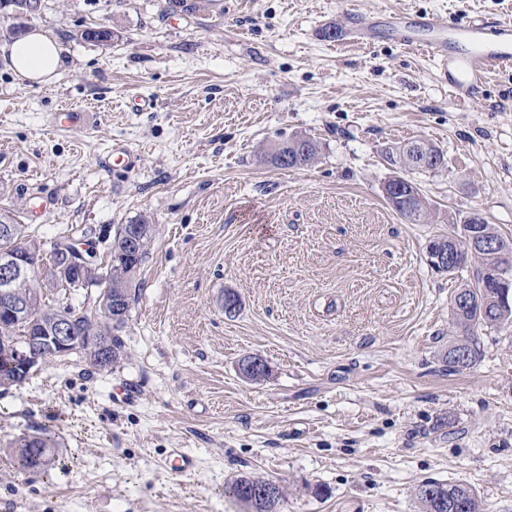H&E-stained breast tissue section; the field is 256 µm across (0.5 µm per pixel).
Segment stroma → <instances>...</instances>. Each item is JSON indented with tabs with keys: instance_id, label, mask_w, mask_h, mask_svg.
Segmentation results:
<instances>
[{
	"instance_id": "stroma-1",
	"label": "stroma",
	"mask_w": 512,
	"mask_h": 512,
	"mask_svg": "<svg viewBox=\"0 0 512 512\" xmlns=\"http://www.w3.org/2000/svg\"><path fill=\"white\" fill-rule=\"evenodd\" d=\"M35 2L0 10V44L43 29L66 66L39 87L0 63V210L43 262L78 241L102 270L119 225L154 234L114 367L73 355L0 387V512H244L243 474L280 484V512H421L427 481L512 512V324L449 372L451 297L480 260L446 274L427 256L472 212L512 237V67L452 108L424 50L324 38L349 26L344 0ZM355 2L512 19V0ZM97 26L111 39L82 38ZM66 105L83 127L51 124ZM297 134L312 165L262 161ZM416 139L445 162L403 172L423 224L383 198L384 148ZM251 354L264 382L239 374ZM41 433L53 461L20 471L17 441ZM173 448L189 475L165 468Z\"/></svg>"
}]
</instances>
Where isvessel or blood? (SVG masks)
Returning a JSON list of instances; mask_svg holds the SVG:
<instances>
[{
	"label": "vessel or blood",
	"instance_id": "b4317fda",
	"mask_svg": "<svg viewBox=\"0 0 512 512\" xmlns=\"http://www.w3.org/2000/svg\"><path fill=\"white\" fill-rule=\"evenodd\" d=\"M344 37L392 40L424 49L448 82L453 104L476 101L493 67L512 64V21L487 25L479 19L450 20L434 13H391L359 19Z\"/></svg>",
	"mask_w": 512,
	"mask_h": 512
}]
</instances>
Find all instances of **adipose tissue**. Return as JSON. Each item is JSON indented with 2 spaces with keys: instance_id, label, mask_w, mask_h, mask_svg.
<instances>
[{
  "instance_id": "1",
  "label": "adipose tissue",
  "mask_w": 512,
  "mask_h": 512,
  "mask_svg": "<svg viewBox=\"0 0 512 512\" xmlns=\"http://www.w3.org/2000/svg\"><path fill=\"white\" fill-rule=\"evenodd\" d=\"M0 59L20 78L37 85L51 82L65 65L56 40L40 29L0 44Z\"/></svg>"
}]
</instances>
